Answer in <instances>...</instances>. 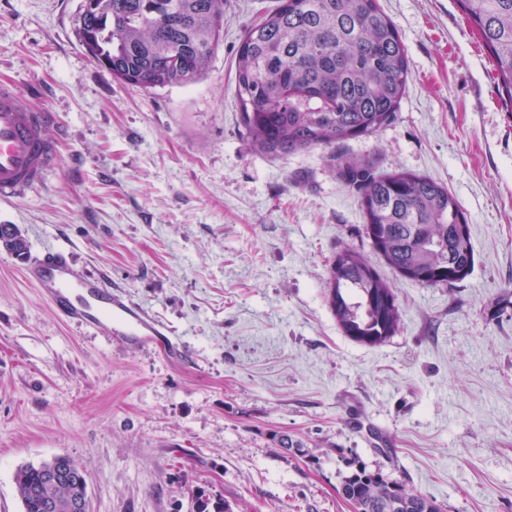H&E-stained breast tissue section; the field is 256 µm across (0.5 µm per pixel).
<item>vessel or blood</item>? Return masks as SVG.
Masks as SVG:
<instances>
[{
    "instance_id": "obj_1",
    "label": "vessel or blood",
    "mask_w": 512,
    "mask_h": 512,
    "mask_svg": "<svg viewBox=\"0 0 512 512\" xmlns=\"http://www.w3.org/2000/svg\"><path fill=\"white\" fill-rule=\"evenodd\" d=\"M51 112L34 109L14 84L0 82V200L24 197L45 183L58 164V138ZM29 280L68 321L105 327L120 345L154 346L180 354L165 328L115 289L101 274L79 269L62 250L46 252L25 266Z\"/></svg>"
}]
</instances>
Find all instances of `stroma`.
<instances>
[{"label":"stroma","mask_w":512,"mask_h":512,"mask_svg":"<svg viewBox=\"0 0 512 512\" xmlns=\"http://www.w3.org/2000/svg\"><path fill=\"white\" fill-rule=\"evenodd\" d=\"M379 3L407 86L393 121L343 151L447 187L475 262L451 289L393 277L401 328L369 346L326 298L339 245L383 265L356 193L322 150L266 156L242 122L236 53L276 0H224L206 75L153 89L88 57L81 0H0V78L60 133L57 170L0 202V224L30 255L106 274L186 354L69 323L0 247V512H22L21 466L59 454L82 466L90 512H193L199 494L229 512H354L338 490L361 465L440 512H512V108L457 0Z\"/></svg>","instance_id":"stroma-1"}]
</instances>
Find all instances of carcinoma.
Segmentation results:
<instances>
[{"mask_svg":"<svg viewBox=\"0 0 512 512\" xmlns=\"http://www.w3.org/2000/svg\"><path fill=\"white\" fill-rule=\"evenodd\" d=\"M494 61L501 95L512 105V0H457ZM177 23H170V18ZM224 29V0H94L79 12L87 54L116 80L143 88L186 86L203 78ZM409 61L378 0H279L249 24L236 57V96L253 148L269 157L326 152L332 174L359 197L373 250L397 276L453 287L474 264L467 218L448 188L415 172L380 173L340 146L388 125L405 93ZM0 245L19 259L28 244L12 224ZM327 303L345 335L376 346L396 335L401 313L392 284L357 250L342 245L329 267ZM49 463L15 475L23 512H68L86 494L83 469L45 482ZM342 496L356 512H439L434 501L361 467Z\"/></svg>","mask_w":512,"mask_h":512,"instance_id":"obj_1","label":"carcinoma"}]
</instances>
